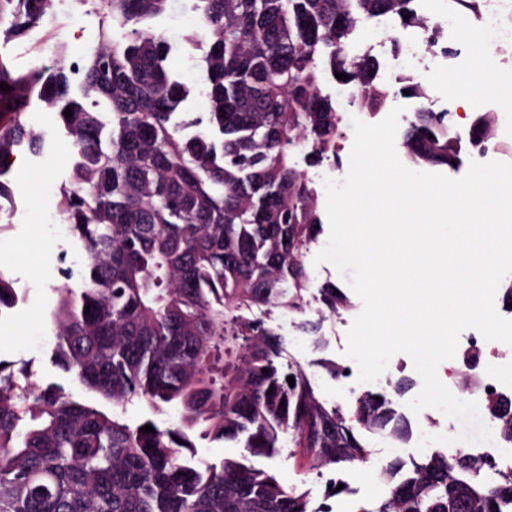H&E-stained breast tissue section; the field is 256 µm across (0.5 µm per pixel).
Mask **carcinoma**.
Returning <instances> with one entry per match:
<instances>
[{
  "instance_id": "carcinoma-1",
  "label": "carcinoma",
  "mask_w": 512,
  "mask_h": 512,
  "mask_svg": "<svg viewBox=\"0 0 512 512\" xmlns=\"http://www.w3.org/2000/svg\"><path fill=\"white\" fill-rule=\"evenodd\" d=\"M51 2L0 0V34L26 36ZM79 2L102 16L93 45L51 68L0 56V83L12 87L0 90V199L11 197L14 151L44 148L25 110L54 113L75 158L59 211L84 262L63 273L77 287L57 289L52 358L93 398L0 360V512H311L307 493L250 458L291 445L321 466L363 462L371 452L357 427L399 438L406 429L384 394L358 397L352 421L326 409L268 323L309 288L304 258L321 219L300 165L340 160L343 115L324 82L374 116L393 95L428 99L419 84L385 83L376 57L348 55L361 23L390 18L431 44L437 34L415 0H189L197 25L178 39L156 23L170 0ZM179 54L197 72L191 83L170 68ZM197 94L211 103L205 115L188 111ZM483 141L479 125L462 136L448 111L427 107L401 146L415 166L453 170ZM18 301L0 272V313ZM135 403L178 418L132 424L124 414ZM508 406H489L505 437ZM147 424L154 432L140 431ZM195 438L238 440L243 452L210 462L187 454ZM508 504L512 469L488 478L456 448L426 452L362 512Z\"/></svg>"
}]
</instances>
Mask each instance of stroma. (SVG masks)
Returning <instances> with one entry per match:
<instances>
[{"label":"stroma","instance_id":"35a3bbf8","mask_svg":"<svg viewBox=\"0 0 512 512\" xmlns=\"http://www.w3.org/2000/svg\"><path fill=\"white\" fill-rule=\"evenodd\" d=\"M51 16L55 21V40L73 49L93 42L101 22L91 6L76 5L74 0H52ZM376 26V21L364 22L359 39L382 61L386 81L393 82L400 75L410 73L416 82L439 96H447L453 78L460 75L457 67L433 56L431 48L425 45L420 48L425 63L415 66L405 56L394 54L390 45H377ZM72 168L69 152L54 144L48 145L39 156L19 152L10 174L13 200L10 217L7 224L0 226V271L12 279L22 296L16 307L0 313V359L28 364L41 383L67 379L51 361L49 312L57 288L64 285L57 273L58 255L67 254L76 265L82 262L72 236L57 234L56 202L61 186L71 179ZM314 258L311 252L305 257L310 286L303 294L301 309H273L269 323L284 340L288 362L305 371L319 401L325 407L338 408L349 418L354 408L339 399L341 380L330 369L349 365L350 360L344 354L346 334L361 313L363 303L331 264H315ZM326 284L335 286L346 297L344 307L332 312L321 304L320 289ZM306 319L322 322L321 337L307 335L300 329V322ZM416 377L411 359L400 353L390 359L377 382L359 383L355 389L360 394L383 392L397 379H411L414 382L411 392L395 400L397 410L403 412L414 393L421 390ZM411 431V437L402 442L381 432L364 430L360 436L373 458L385 463L397 457L408 464L420 455L419 424H412ZM252 463L258 468L273 469L284 483L308 491L315 510L325 500L326 480L334 470L340 471L347 483L346 491L338 498L342 512H368L386 493V485L378 476L360 479V462L342 461L332 468L319 466L307 460L299 448H284L274 458L256 457Z\"/></svg>","mask_w":512,"mask_h":512}]
</instances>
